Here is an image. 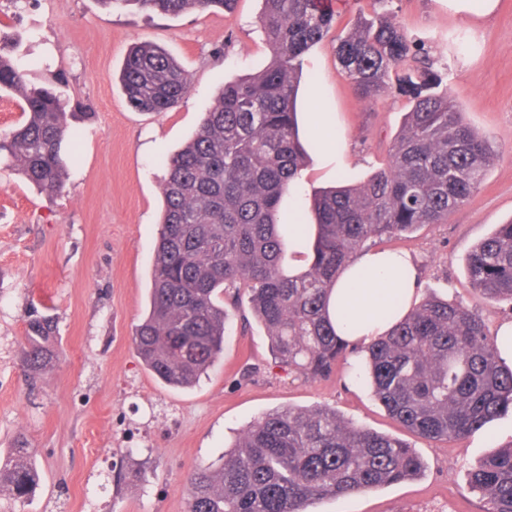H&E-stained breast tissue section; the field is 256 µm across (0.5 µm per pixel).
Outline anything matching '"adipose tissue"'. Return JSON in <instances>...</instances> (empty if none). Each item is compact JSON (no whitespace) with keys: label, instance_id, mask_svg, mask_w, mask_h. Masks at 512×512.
I'll use <instances>...</instances> for the list:
<instances>
[{"label":"adipose tissue","instance_id":"ef3b65f1","mask_svg":"<svg viewBox=\"0 0 512 512\" xmlns=\"http://www.w3.org/2000/svg\"><path fill=\"white\" fill-rule=\"evenodd\" d=\"M419 291L418 271L409 253L367 249L340 275L329 308L338 336L367 345L387 334L395 320L386 302L399 296L410 311Z\"/></svg>","mask_w":512,"mask_h":512}]
</instances>
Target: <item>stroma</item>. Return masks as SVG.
I'll use <instances>...</instances> for the list:
<instances>
[{
    "label": "stroma",
    "mask_w": 512,
    "mask_h": 512,
    "mask_svg": "<svg viewBox=\"0 0 512 512\" xmlns=\"http://www.w3.org/2000/svg\"><path fill=\"white\" fill-rule=\"evenodd\" d=\"M262 0L177 16L99 0H0V46L24 52L33 79L63 75L70 136L62 193L40 194L0 162V453L24 440L41 481L31 501L0 498V512H185L188 475L217 461L255 419L282 408L327 407L343 419L407 442L421 475L314 502L309 512H484L468 474L512 443V410L451 440L421 438L393 419L358 379L363 357L328 377L280 367L260 323L231 312L221 361L193 388L164 385L132 343L151 286L164 207L165 162L195 132L225 83L271 61ZM336 21L307 54L297 99L301 136L314 112L337 118V153L309 145L311 162L280 202V221L308 206L338 175L362 184L390 161L410 89L377 100L356 95L334 47L370 0H335ZM394 18L436 59V69L493 161L477 191L428 224L383 241L409 252L421 297L479 308L488 335L512 320V303L487 300L465 270L472 247L512 219V0L477 27L449 18L443 0H394ZM153 42L188 72V94L170 110L134 111L118 76L132 44ZM344 164H337V154ZM58 325L59 355L37 380L20 365L31 315Z\"/></svg>",
    "instance_id": "35a3bbf8"
}]
</instances>
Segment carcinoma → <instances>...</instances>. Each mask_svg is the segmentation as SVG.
<instances>
[{
    "label": "carcinoma",
    "instance_id": "cac0c4a2",
    "mask_svg": "<svg viewBox=\"0 0 512 512\" xmlns=\"http://www.w3.org/2000/svg\"><path fill=\"white\" fill-rule=\"evenodd\" d=\"M120 1L165 15L221 9L237 0ZM392 0H373L374 14L335 47L337 61L361 97L376 98L391 75L412 87L414 104L389 164L359 187L315 192L310 210L290 225L317 237L304 272L283 274L277 208L302 175L306 151L296 129V99L309 50L336 15L326 0H263L261 24L273 51L261 72L224 84L192 139L166 162L164 210L155 250L149 309L132 342L167 386L186 388L215 366L228 319L224 296L240 289L263 325L277 363L311 378L329 375L348 353L366 354V382L389 415L426 439H451L512 409V367L479 309L431 299L415 306L375 342L354 347L336 334L328 298L341 272L374 239L425 224H443L482 182L492 155L467 126L434 61L390 17ZM120 82L132 108L165 112L189 91L187 71L162 47L140 42L128 52ZM58 76L29 80L28 63L0 54V91L21 100V120L0 137V154L39 192L64 188L69 113ZM474 289L512 302V221L500 224L466 258ZM58 357L54 325L28 323L20 361L32 376ZM422 463L401 440L354 426L327 409L288 407L250 424L217 464L187 479L186 512H307L318 499L373 490L418 476ZM34 452L19 443L0 457V494H32ZM485 512H512V446L469 473Z\"/></svg>",
    "mask_w": 512,
    "mask_h": 512
}]
</instances>
